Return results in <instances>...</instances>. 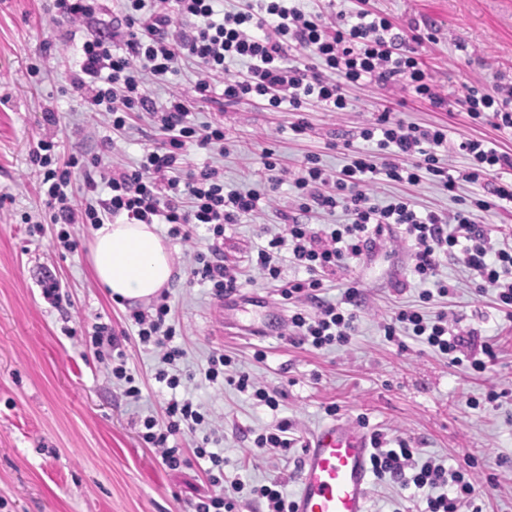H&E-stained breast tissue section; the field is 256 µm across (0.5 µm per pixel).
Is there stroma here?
<instances>
[{
    "mask_svg": "<svg viewBox=\"0 0 512 512\" xmlns=\"http://www.w3.org/2000/svg\"><path fill=\"white\" fill-rule=\"evenodd\" d=\"M368 6L424 35L419 51L429 75L454 101L452 111L406 102L393 89L369 85L351 91L347 111L308 110L310 129L298 138L291 130L296 115L288 110L264 112L248 102L226 108L200 98L195 69L185 63L169 83L151 85L154 99L161 104L179 93L197 123L221 124L226 135L223 151L191 149L190 163L222 167L225 182L243 189L256 187L265 148L274 149L290 173L310 155L338 170L346 162L340 142L385 111L407 122L446 125L455 141L477 136L512 149L511 139L491 125H473L456 104L468 87L492 93L512 83V0H369ZM85 35L55 20L51 0H0V512H195L215 493L204 461L194 455L196 437L177 436L185 463L176 469L162 464L140 437L142 419L161 416L174 393L202 403L218 419L220 450L242 464L251 482L276 478L294 494L301 447L266 452L254 448L253 435L285 419L291 437L308 438L328 421L332 405L337 417L405 440L420 457L454 468L475 459L483 512H512V324L497 310L494 291L479 293L474 273L445 258L438 276L453 292L429 309L454 310L462 329L475 332L476 344L492 346L495 360L476 372L452 366L414 340L401 347L387 341L381 324L395 307L417 304L421 291L411 242L402 233L397 246L385 243L349 260L307 303L313 312L319 303L337 302L346 288L360 290L358 330L350 343L317 350L282 336L243 332V324L262 318L255 298L287 310L277 286L253 273L236 295L216 299L187 272L194 252L205 246L204 229L184 242L168 237L167 225H157L175 263L166 292L169 321L184 351L177 365L183 381L174 393L157 383L154 354L130 341L123 349L142 398L134 402L125 396L87 351L85 332L96 323L125 328L133 304L112 300L94 279L87 260L92 225L71 227L78 242L74 252L57 249L60 227L43 221L45 197L30 163L42 139L57 142L61 158L105 153L125 167L161 140L141 114L124 134L113 135L103 116L73 91L68 76ZM47 42L56 57L45 68L41 50ZM35 64L42 71L34 77ZM407 192L419 207L451 211L474 188L461 185L453 198L427 180L408 190L385 181L373 195L382 203ZM295 196L291 177L282 180L269 206L227 232L225 261L250 255L262 242L261 229L283 232L281 212ZM26 215L41 222V230L29 231L22 221ZM50 279L61 283L69 303L57 306L45 298L43 284ZM260 349L266 354L261 361L254 357ZM215 351L231 355L238 369L276 397L278 408L233 386L205 381L200 370ZM491 390L500 394L492 403L486 398ZM423 506L420 491L386 479L371 482L368 512H419Z\"/></svg>",
    "mask_w": 512,
    "mask_h": 512,
    "instance_id": "1",
    "label": "stroma"
}]
</instances>
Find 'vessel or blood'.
<instances>
[{
	"label": "vessel or blood",
	"instance_id": "obj_1",
	"mask_svg": "<svg viewBox=\"0 0 512 512\" xmlns=\"http://www.w3.org/2000/svg\"><path fill=\"white\" fill-rule=\"evenodd\" d=\"M371 442L363 427L334 419L307 439L295 512H367Z\"/></svg>",
	"mask_w": 512,
	"mask_h": 512
}]
</instances>
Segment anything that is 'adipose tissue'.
<instances>
[{"instance_id": "ef3b65f1", "label": "adipose tissue", "mask_w": 512, "mask_h": 512, "mask_svg": "<svg viewBox=\"0 0 512 512\" xmlns=\"http://www.w3.org/2000/svg\"><path fill=\"white\" fill-rule=\"evenodd\" d=\"M89 263L116 300H151L173 275L171 252L154 225L123 219L94 230Z\"/></svg>"}]
</instances>
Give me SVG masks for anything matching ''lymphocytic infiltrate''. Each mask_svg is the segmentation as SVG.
I'll return each instance as SVG.
<instances>
[{"mask_svg": "<svg viewBox=\"0 0 512 512\" xmlns=\"http://www.w3.org/2000/svg\"><path fill=\"white\" fill-rule=\"evenodd\" d=\"M120 2L123 32L119 41L111 42L95 31L98 0H53L57 18L87 31L71 84L95 111L107 114L113 132L125 131L130 113L139 112L149 116L163 139L145 148L131 168L110 164L98 155L87 162L72 157L61 165L53 143L39 141L31 163L42 172L49 219L60 225L57 238L68 251L75 246L69 232L75 224H106L123 215L133 224L167 225L169 236L184 240L189 237V225L201 224L212 240L206 251L196 252L192 278L210 283L220 299L241 288L238 270L222 259L224 234L258 213L269 198L261 188L245 190L226 184L223 168H189L190 146H223L224 127L197 123L180 94H170L160 105L152 98L150 84L165 83L179 59L193 60L194 89L202 98H209L212 80L221 74L225 104L253 101L271 112L289 104L299 114L292 125L299 135L309 129L304 116L307 106L345 111L350 91L371 84L398 86L436 109L448 108L447 97L424 70L417 52L404 48L408 41L422 43V36L398 32L381 12L362 8L355 22L335 23L326 21L322 12L304 11L289 0H239L230 12L221 11L222 0ZM300 49L310 51L311 62H289L290 52ZM233 61L242 62V70L226 75ZM460 105L473 121L491 123L501 134L512 135V86L499 88L494 95L470 87ZM360 136L375 143V150H351L340 170L328 171L319 157H306L293 178L297 204L282 214L284 234L272 236L248 258L253 271L268 282H280L285 256L306 271V279L281 287L282 298L293 307L288 320L290 342L318 350L349 344L357 331L358 288H347L339 303L319 305L315 312H306L304 306L322 288L324 276L335 274L347 259L383 242L397 226L404 227L413 243L414 271L420 281L435 284L434 289L420 292L422 302L451 294V286L437 279L436 270L443 257L452 256L479 278V291L495 290L499 311L512 321V245L496 246L479 226L482 213L512 209V150L481 138L453 144L447 126L395 120L386 112L362 128ZM457 154L467 156L469 165L456 172L450 159ZM78 176L83 183L77 191L73 181ZM382 176L407 186L427 179L450 196L464 182L480 187L481 193L452 212L421 211L407 195L378 203L372 190ZM339 209L346 214V223L328 230H313L302 221L309 214H332ZM167 299L163 293L150 307L132 309L131 331L118 333L102 323L93 328L94 351L105 355L113 378L125 383L127 397L141 395L121 349L133 337L158 357L157 382L172 390L181 384L173 369L183 351L174 343L176 329L168 322ZM457 323V317L444 309L429 315L399 306L382 330L387 341L409 336L458 367L465 363L460 353L473 345L474 334L460 330ZM232 364V357L224 352L212 353L202 370L205 380L212 384L225 380L265 406L278 408L276 398L250 373L225 375V368ZM143 427V441L172 469L180 466L182 453L170 446V437L184 430L202 432L194 454L206 462L205 474L216 492L196 512H234L237 495L245 491L265 501L267 512H292L280 482L255 485L244 477L225 481L227 461L209 449L218 431L215 418L201 404L170 398L163 418L145 417ZM384 440L381 432L373 433L375 476L404 488L426 490L423 512H459L463 504L471 512H482L475 503L472 471H453L431 459L419 460L415 449L404 445L384 448Z\"/></svg>", "mask_w": 512, "mask_h": 512, "instance_id": "f902f5d3", "label": "lymphocytic infiltrate"}]
</instances>
